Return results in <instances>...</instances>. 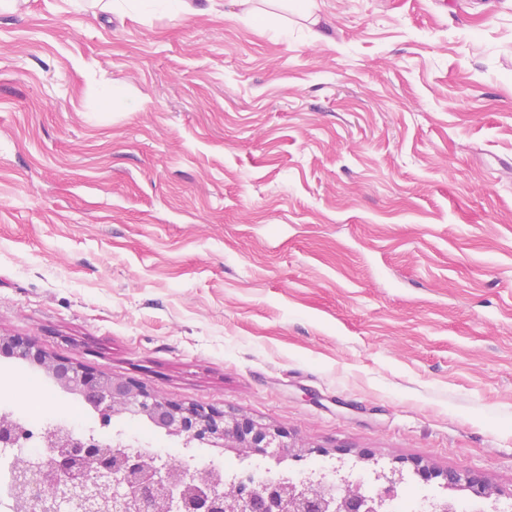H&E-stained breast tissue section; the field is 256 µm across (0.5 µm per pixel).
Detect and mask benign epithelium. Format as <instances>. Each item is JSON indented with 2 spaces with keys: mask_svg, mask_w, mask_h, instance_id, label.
Wrapping results in <instances>:
<instances>
[{
  "mask_svg": "<svg viewBox=\"0 0 512 512\" xmlns=\"http://www.w3.org/2000/svg\"><path fill=\"white\" fill-rule=\"evenodd\" d=\"M0 353L37 360L63 391L90 406L100 433L117 417L142 418L168 436L197 441L246 456L291 455L295 443L277 429L262 427L243 417L183 408L144 390L136 383L93 374L72 364L48 358L31 339L1 337ZM31 436L12 415H0V445L14 447ZM42 440L50 448L47 460L16 469L11 495L21 512H383V499L349 490L342 497L324 493L320 481L296 482L282 477L257 488L239 483L222 489L216 471L185 478L184 469L147 451H130L121 433L104 441L73 436L60 426L46 430ZM440 477L463 485L479 499L492 492L475 474L448 471Z\"/></svg>",
  "mask_w": 512,
  "mask_h": 512,
  "instance_id": "7a95c632",
  "label": "benign epithelium"
}]
</instances>
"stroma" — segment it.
<instances>
[{
    "label": "stroma",
    "instance_id": "stroma-1",
    "mask_svg": "<svg viewBox=\"0 0 512 512\" xmlns=\"http://www.w3.org/2000/svg\"><path fill=\"white\" fill-rule=\"evenodd\" d=\"M188 2L0 0V337L511 504L512 0ZM0 405L97 423L1 356ZM416 470L421 473L424 477H442V479L447 484L453 485H463L471 490L472 494L479 499L488 500L492 496V492L489 490L487 485L475 474L470 471L466 472H457V471H447L446 473H435L427 470L424 467H421L418 464H415Z\"/></svg>",
    "mask_w": 512,
    "mask_h": 512
}]
</instances>
